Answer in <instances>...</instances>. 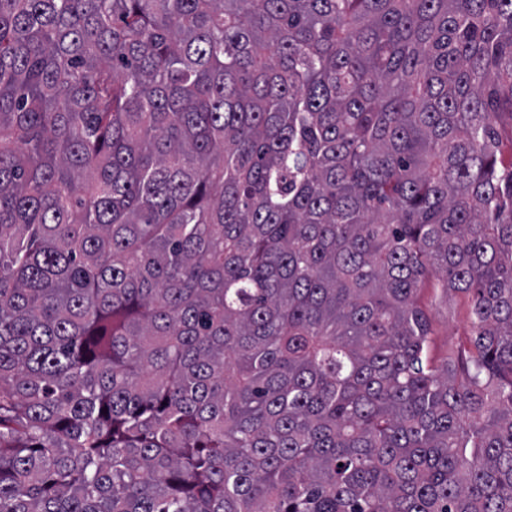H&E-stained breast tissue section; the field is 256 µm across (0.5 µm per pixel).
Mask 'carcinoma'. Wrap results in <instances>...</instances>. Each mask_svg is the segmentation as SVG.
<instances>
[{
    "label": "carcinoma",
    "mask_w": 512,
    "mask_h": 512,
    "mask_svg": "<svg viewBox=\"0 0 512 512\" xmlns=\"http://www.w3.org/2000/svg\"><path fill=\"white\" fill-rule=\"evenodd\" d=\"M505 115L512 0H0V512H512ZM419 294V304L430 320V357L437 363L448 359L460 336L468 329L469 298L465 294L445 293L434 281H427Z\"/></svg>",
    "instance_id": "cac0c4a2"
}]
</instances>
